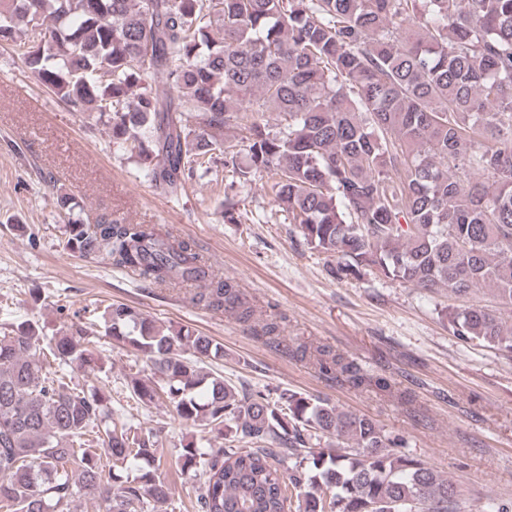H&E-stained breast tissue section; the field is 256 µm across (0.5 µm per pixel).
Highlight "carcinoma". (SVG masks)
Returning <instances> with one entry per match:
<instances>
[{"instance_id":"1","label":"carcinoma","mask_w":512,"mask_h":512,"mask_svg":"<svg viewBox=\"0 0 512 512\" xmlns=\"http://www.w3.org/2000/svg\"><path fill=\"white\" fill-rule=\"evenodd\" d=\"M0 42L73 112L106 118L167 195L209 172L244 125L239 183L266 194L339 279L366 271L465 298L478 287L512 307V0H0ZM162 77L160 95L147 79ZM279 112L276 130L253 118ZM68 216L67 246L247 324L253 307L190 243L108 213ZM224 196V223L240 224ZM106 334L145 358L130 398L160 401L221 446L190 442L181 473L203 478L198 512H450L453 483L375 421L290 389L241 395L206 370L224 345L163 330L124 303ZM465 340L512 352V326L486 307L448 311ZM330 379L387 382L327 348L297 349ZM99 366L86 339L47 337L30 320L0 336V512H105L163 503L161 431L112 424L98 391L73 383ZM329 443L321 445V439ZM112 461L103 464L102 457ZM138 464L132 481L114 470Z\"/></svg>"}]
</instances>
